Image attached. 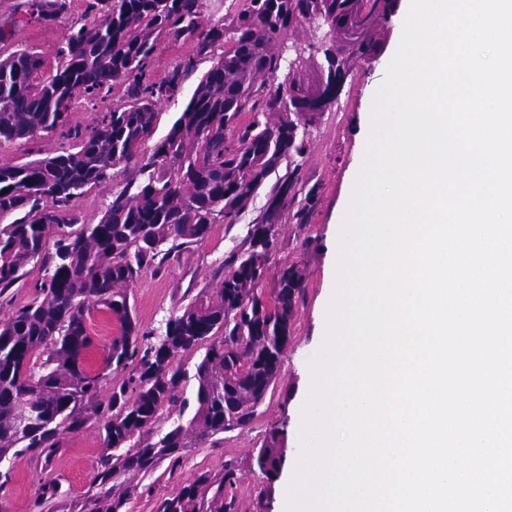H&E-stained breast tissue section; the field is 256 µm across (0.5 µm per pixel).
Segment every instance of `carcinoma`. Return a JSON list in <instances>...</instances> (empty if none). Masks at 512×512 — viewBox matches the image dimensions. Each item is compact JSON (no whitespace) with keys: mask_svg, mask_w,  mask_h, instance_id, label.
I'll return each instance as SVG.
<instances>
[{"mask_svg":"<svg viewBox=\"0 0 512 512\" xmlns=\"http://www.w3.org/2000/svg\"><path fill=\"white\" fill-rule=\"evenodd\" d=\"M69 0H24L0 26V142L41 134L74 139L62 153L23 164H0V292L35 262L46 272L43 298L0 320V459L16 449L51 457L58 435L87 424L93 412L102 436L95 483L81 512H122L133 487L116 489L121 473H152L179 459L188 439L205 441L249 425L267 397L291 339L296 296L303 276L290 266L277 277L275 304L267 310L260 286L269 275L282 212L296 182L294 156L304 153L299 124L313 125V86L336 80L347 59L372 54L392 0H247L217 21L207 0H86L80 19L66 29L49 65L30 49L9 51L15 30L53 21ZM324 26L327 46L308 44L309 55L273 86L287 41L305 25ZM191 43L194 54L160 81L149 75L161 46ZM223 52L201 76L191 98L152 155L137 169L136 192L127 185L97 224L77 226L70 203L129 165L151 137L165 100L173 98L196 59ZM125 103L103 112L82 133L70 125L81 98L114 86ZM243 112L252 121L238 125ZM277 115L274 122L266 114ZM235 140L226 138L227 129ZM292 165L275 186L262 218L252 225L243 252L232 255L219 287L202 290L171 316L159 339L139 334L127 288L144 267L198 242L219 220L231 223L282 162ZM107 310L122 334L112 339L100 371L83 364L91 345L92 309ZM212 336L195 366L194 411L149 440L159 412L179 408L187 373L175 357ZM137 363L136 374L113 387L107 406L98 401L107 371ZM283 462L277 434L259 449L254 466L276 475ZM235 470L200 472L166 499L160 512H230L226 490ZM38 506L66 512L56 483L41 485Z\"/></svg>","mask_w":512,"mask_h":512,"instance_id":"obj_1","label":"carcinoma"}]
</instances>
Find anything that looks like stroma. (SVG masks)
<instances>
[{
  "mask_svg": "<svg viewBox=\"0 0 512 512\" xmlns=\"http://www.w3.org/2000/svg\"><path fill=\"white\" fill-rule=\"evenodd\" d=\"M84 9L85 0H70L67 13L57 20L26 27L16 33L12 43L32 48L45 60H53L67 27ZM399 36L396 22H388L380 33L377 52L360 61L344 81L335 103L304 134L305 151L299 159L296 199L277 226L278 244L269 261L273 275L262 291L272 295L275 272L292 264L303 274V288L296 298L291 340L281 370L255 419L246 427L203 442H191L179 461L164 460L150 475L130 477L129 482L136 490L123 512H159L162 502L198 472L218 473L227 468L235 469L239 476L228 493L235 504L233 512H282L288 473L294 465L298 411L308 391L309 361L322 348L332 286V238L346 206L351 179L363 160V143L372 123L374 99ZM211 64L208 57L197 60L177 95L162 104L153 137L141 147L142 156H150L156 140L167 134ZM69 145V139L57 134L27 142H2L0 163L22 164L54 156ZM285 173L281 166L268 177L236 223L215 224L201 241L172 253L164 263L144 268L128 289L129 303L141 333L160 335L171 315L202 289L218 286L230 256L245 248L251 225L263 216L274 187ZM130 177V171L115 168L109 180L75 199L72 209L79 223H99L113 191ZM43 279L40 266H27L22 277L0 295V319L38 298V286ZM274 435L284 449V461L278 477L270 481L253 468L252 459ZM58 440L60 446L51 457L22 453L0 461V512H39L35 506L38 490L48 481L58 482L71 503L81 502L96 492V461L102 447L98 424L92 421L80 430L61 433Z\"/></svg>",
  "mask_w": 512,
  "mask_h": 512,
  "instance_id": "obj_1",
  "label": "stroma"
}]
</instances>
